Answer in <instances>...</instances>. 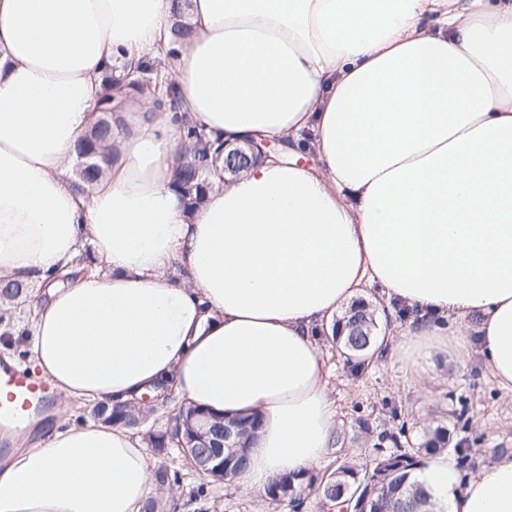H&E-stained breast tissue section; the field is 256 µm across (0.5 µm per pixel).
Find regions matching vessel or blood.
Instances as JSON below:
<instances>
[{"mask_svg": "<svg viewBox=\"0 0 512 512\" xmlns=\"http://www.w3.org/2000/svg\"><path fill=\"white\" fill-rule=\"evenodd\" d=\"M49 395L46 380L0 358V425L7 427L41 413Z\"/></svg>", "mask_w": 512, "mask_h": 512, "instance_id": "obj_1", "label": "vessel or blood"}]
</instances>
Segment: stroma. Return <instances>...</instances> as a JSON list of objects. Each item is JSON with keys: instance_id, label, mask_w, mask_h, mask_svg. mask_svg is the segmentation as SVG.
<instances>
[{"instance_id": "35a3bbf8", "label": "stroma", "mask_w": 512, "mask_h": 512, "mask_svg": "<svg viewBox=\"0 0 512 512\" xmlns=\"http://www.w3.org/2000/svg\"><path fill=\"white\" fill-rule=\"evenodd\" d=\"M378 333L405 342L406 356L400 359L387 352L357 372L339 356L330 337L321 339L320 351L334 366L328 390L341 421V439L339 447L312 467L315 477L343 460L371 459L382 431L405 430L414 448L428 428L444 423L450 424L454 440L471 450L474 463L461 467L462 478L474 476L478 467L501 453L512 456V390L501 388L489 373L477 337H469L464 345L434 338L433 368L428 371L421 359L424 341L386 321ZM201 507L206 512H293L288 503H269L262 491L234 481L208 484L202 506L182 512Z\"/></svg>"}]
</instances>
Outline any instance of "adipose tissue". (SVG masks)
I'll use <instances>...</instances> for the list:
<instances>
[{
  "label": "adipose tissue",
  "mask_w": 512,
  "mask_h": 512,
  "mask_svg": "<svg viewBox=\"0 0 512 512\" xmlns=\"http://www.w3.org/2000/svg\"><path fill=\"white\" fill-rule=\"evenodd\" d=\"M175 78L210 139L306 141L187 211L174 113L132 95L87 196L69 170L105 70L147 59L172 0H0V278L43 298L30 356L64 398L174 390L255 416L243 487L336 447L318 336L378 288L410 335L481 339L512 389V0H190ZM90 245L102 272L72 260ZM416 480L437 512H512V458ZM142 439L59 417L0 468V512H141Z\"/></svg>",
  "instance_id": "adipose-tissue-1"
}]
</instances>
